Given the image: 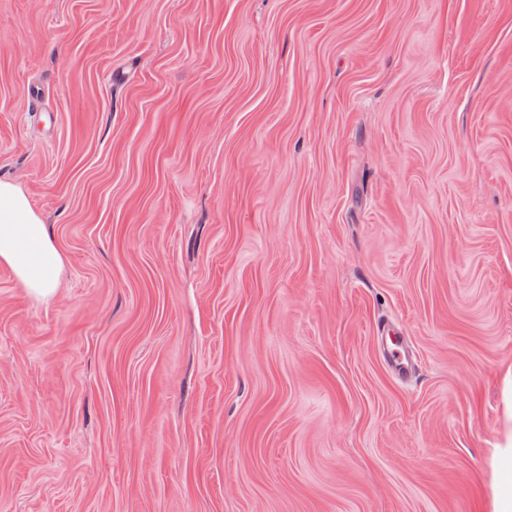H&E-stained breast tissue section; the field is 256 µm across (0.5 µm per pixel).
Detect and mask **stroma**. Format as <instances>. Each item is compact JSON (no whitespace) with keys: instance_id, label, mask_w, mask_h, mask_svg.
Returning a JSON list of instances; mask_svg holds the SVG:
<instances>
[{"instance_id":"obj_1","label":"stroma","mask_w":512,"mask_h":512,"mask_svg":"<svg viewBox=\"0 0 512 512\" xmlns=\"http://www.w3.org/2000/svg\"><path fill=\"white\" fill-rule=\"evenodd\" d=\"M0 180V512H494L512 0H0ZM0 263L38 300L56 294L66 263L42 216L21 187L8 181H0ZM388 330V333H381L386 337V345L383 348V359L390 372L399 380L405 381L411 377L413 370L412 354L404 348L401 336L394 334L395 328L382 324L379 332Z\"/></svg>"}]
</instances>
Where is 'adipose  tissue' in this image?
I'll return each mask as SVG.
<instances>
[{
	"label": "adipose tissue",
	"mask_w": 512,
	"mask_h": 512,
	"mask_svg": "<svg viewBox=\"0 0 512 512\" xmlns=\"http://www.w3.org/2000/svg\"><path fill=\"white\" fill-rule=\"evenodd\" d=\"M0 263L39 300L56 294L66 263L42 216L21 187L8 181H0Z\"/></svg>",
	"instance_id": "obj_1"
}]
</instances>
